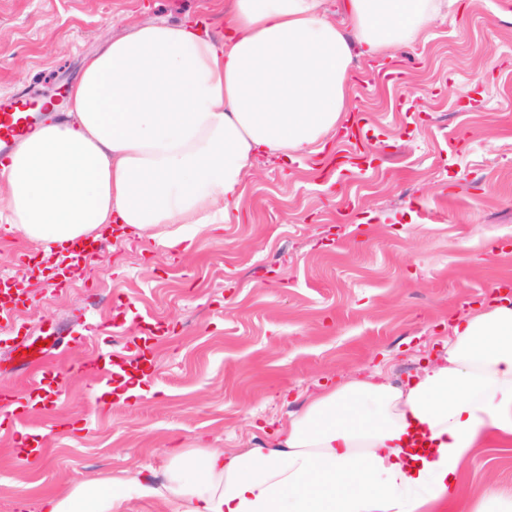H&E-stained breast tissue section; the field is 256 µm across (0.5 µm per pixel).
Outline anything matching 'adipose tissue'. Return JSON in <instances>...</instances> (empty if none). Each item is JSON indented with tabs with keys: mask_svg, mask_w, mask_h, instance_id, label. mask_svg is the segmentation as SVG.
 I'll return each mask as SVG.
<instances>
[{
	"mask_svg": "<svg viewBox=\"0 0 512 512\" xmlns=\"http://www.w3.org/2000/svg\"><path fill=\"white\" fill-rule=\"evenodd\" d=\"M447 0H224L226 30L144 23L105 41L67 89L63 123L0 164L12 229L45 246L115 223L176 248L183 227L239 221L257 154L322 151L348 118L355 58L419 43ZM512 436V301L450 326L440 362L405 386L380 374L310 397L273 440L243 451L172 449L160 480L71 478L43 512H512L486 486L462 501V466Z\"/></svg>",
	"mask_w": 512,
	"mask_h": 512,
	"instance_id": "obj_1",
	"label": "adipose tissue"
}]
</instances>
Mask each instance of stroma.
<instances>
[{"mask_svg":"<svg viewBox=\"0 0 512 512\" xmlns=\"http://www.w3.org/2000/svg\"><path fill=\"white\" fill-rule=\"evenodd\" d=\"M224 23V0H0V97L64 104L85 59L138 23L191 15ZM396 71L400 85L380 75ZM348 102L380 137L368 172L319 178L313 157L258 155L240 223L172 252L128 232L91 276L33 277L43 246L0 214V274L27 301L0 330V389L25 391L41 367L120 352L161 325L146 392L94 411V377L69 379L48 410L0 429V512H41L65 478L161 473L170 448L266 441L307 397L353 377L409 383L443 353L448 323L512 279V0H455L425 43L354 66ZM57 338L22 365L17 338ZM41 459L21 460V433ZM512 492V437L464 466L462 496Z\"/></svg>","mask_w":512,"mask_h":512,"instance_id":"1","label":"stroma"}]
</instances>
